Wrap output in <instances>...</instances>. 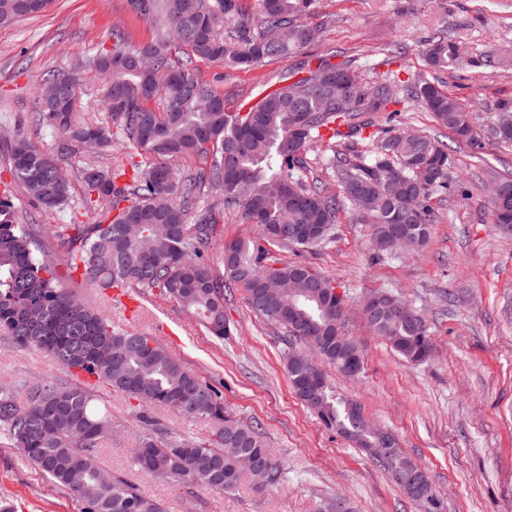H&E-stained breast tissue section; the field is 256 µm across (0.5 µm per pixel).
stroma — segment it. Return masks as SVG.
<instances>
[{"label": "stroma", "instance_id": "1", "mask_svg": "<svg viewBox=\"0 0 512 512\" xmlns=\"http://www.w3.org/2000/svg\"><path fill=\"white\" fill-rule=\"evenodd\" d=\"M315 19L324 29L308 51L310 60H351L366 83L394 77L438 82L470 108L483 143L477 151L456 142L429 113L404 104L403 127L449 142L467 191L434 200L441 220L428 245L419 252L376 255L373 226L347 210L329 240L285 253V260L321 269L345 296L348 335L363 353L364 371L350 380L331 368L328 378L342 398L392 432L402 451L426 469L444 512H512V234L496 230L487 207L494 177L512 176V144L498 142L492 131L498 108L512 104V0H317ZM116 27L134 46L158 35L156 24L135 15L127 0H52L42 15L0 28V168L15 133L50 148L51 133L31 121L36 95L50 75L74 74L82 115L102 117L95 94L99 79L88 61L111 48ZM439 33L459 42L465 63L445 72L427 65L421 45ZM298 62L291 55L249 71L200 60L195 67L236 106L257 100ZM7 189L20 220L37 224L46 240L71 219L98 220L81 207V183H74L67 207L50 211L35 208L9 181L0 182V192ZM74 288L114 326L152 333L174 358L216 385L228 411L258 427L283 466L279 483L261 491L248 484L233 493L184 489L147 477L131 460L140 432L134 401L99 388L112 414V434L99 453L102 467L162 500L167 512H325L339 498L353 512H418L372 458L299 401L283 367L287 336L251 311L242 294L227 305L232 334L219 341L158 289H136L140 307L128 319L114 291L79 281ZM376 291L392 292L423 316L434 345L427 362H405L367 326L362 302ZM61 375L42 354L0 338V384ZM155 414L158 435L167 441H193L210 432L204 418L184 419L164 408ZM0 499L16 512H82L77 497L44 478L1 437Z\"/></svg>", "mask_w": 512, "mask_h": 512}]
</instances>
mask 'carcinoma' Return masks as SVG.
Here are the masks:
<instances>
[{
	"label": "carcinoma",
	"mask_w": 512,
	"mask_h": 512,
	"mask_svg": "<svg viewBox=\"0 0 512 512\" xmlns=\"http://www.w3.org/2000/svg\"><path fill=\"white\" fill-rule=\"evenodd\" d=\"M52 0H0V27L45 12ZM131 10L154 21L157 39L128 44L121 29L112 30V48L89 60L104 77L101 89L105 118L79 117L77 85L64 88V112L37 97L36 125L51 131L53 151L17 136L7 171L44 209L68 204L70 178L62 179V162L76 156L85 135L94 133L100 150L112 136L131 142L149 163L88 165L77 174L83 202L98 212L97 224L60 225L56 234L66 248L69 273L84 283L112 288H157L194 313L209 334L229 335L224 289H235L251 309L287 335L312 346L331 367L338 368L336 305L309 304L285 288L267 282H290L324 300L333 281L304 261H285L281 249H305L327 241L345 207L375 228L373 244L380 253L420 250L432 225L440 219L435 196L458 187L448 144L418 133L411 137L396 126L375 122L405 98L431 112L455 139L482 147L472 113L439 85L419 79L395 90L387 81L360 82L344 60L320 58L316 66L302 62L308 76L281 78L253 104L227 110L224 94L201 80L193 60L233 70L258 68L274 56L303 54L320 39L322 25L310 20L316 0H128ZM428 65L448 70L464 57L446 36L424 44ZM494 133L512 143V106L499 108ZM317 144L333 147L340 192L321 181H302L295 173L306 165ZM361 144L355 157L347 147ZM204 158V166L185 173L177 160ZM500 194L489 199L496 226L512 229L502 209L512 214V177L499 179ZM210 195L216 206L201 205ZM256 225V235L224 244V275L214 274L200 251L215 235V207ZM303 224H321L315 241L297 240ZM37 225L19 223L8 195L0 196V335L21 348L51 359L66 379L0 385V434L11 447L50 481L63 485L82 502L83 512H165L163 504L137 487L108 477L98 461L101 443L112 433L109 410L97 404V388L108 386L138 402L142 433L133 460L140 472L176 486H208L232 492L254 483L242 460L254 457L266 468L267 485L279 482L281 467L258 429L236 420L224 398L197 374L175 360L153 336L116 329L100 311L86 305L64 283L56 265L37 239ZM404 359L414 362L432 338L423 317L385 310L367 320ZM111 355L96 356L97 349ZM291 385L302 381L314 363L288 347L283 355ZM27 394L25 402L18 393ZM206 407L211 435L202 441L163 443L156 437L159 421L151 412L164 407L183 418H196L192 404ZM323 425L367 444L369 429L352 405L324 383L314 410ZM414 459L396 448L376 463L399 480L400 470Z\"/></svg>",
	"instance_id": "obj_1"
}]
</instances>
